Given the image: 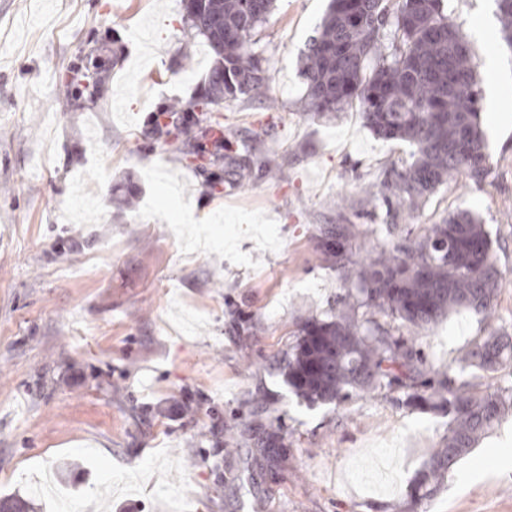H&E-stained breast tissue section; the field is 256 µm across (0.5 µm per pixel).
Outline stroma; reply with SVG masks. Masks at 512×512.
<instances>
[{
  "label": "stroma",
  "instance_id": "obj_1",
  "mask_svg": "<svg viewBox=\"0 0 512 512\" xmlns=\"http://www.w3.org/2000/svg\"><path fill=\"white\" fill-rule=\"evenodd\" d=\"M447 6L480 63L489 174L401 212L363 189L410 147L376 137L358 104L329 121L306 108L301 52L328 0H277L256 30L270 95L216 114L249 141L252 174L216 194L150 135L151 113L192 97L212 64L181 0H0V498L40 512L57 496L82 512H512V409L414 506L447 415L395 388L310 405L282 372L299 318L348 294L316 252L319 225H354L364 256L466 208L512 273V49L495 0ZM116 36L105 96L72 110L61 76ZM129 182L125 209L114 188ZM492 333L512 336V282L490 318L463 310L403 335L444 376ZM265 430L285 468L255 496L233 478Z\"/></svg>",
  "mask_w": 512,
  "mask_h": 512
}]
</instances>
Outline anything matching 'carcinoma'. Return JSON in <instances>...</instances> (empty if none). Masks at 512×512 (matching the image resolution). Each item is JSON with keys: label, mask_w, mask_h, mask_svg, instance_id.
Instances as JSON below:
<instances>
[{"label": "carcinoma", "mask_w": 512, "mask_h": 512, "mask_svg": "<svg viewBox=\"0 0 512 512\" xmlns=\"http://www.w3.org/2000/svg\"><path fill=\"white\" fill-rule=\"evenodd\" d=\"M275 0H195L184 6L190 37H201L213 54L201 90L150 117L151 135L183 158L202 156L196 169L215 188L224 169L238 179L249 166L236 162L233 142L211 139L223 124L213 117L224 102L249 99L269 76L253 49L254 31ZM446 0H330L317 35L308 39L300 77L309 111L337 112L358 102L365 125L379 138L413 148L412 161L392 169L394 179L371 183L366 194L412 210L449 179L463 175L481 183L488 174L486 143L478 123L481 89L470 42L445 12ZM502 39L512 48V0H495ZM86 64L68 68L64 87L70 105L102 96L101 72L117 64L119 49L102 58L90 50ZM352 224H326L316 236L320 259L348 277ZM502 274L485 225L467 209H456L407 243H387L356 270L352 315L301 321L298 339L283 365L294 395L310 404L342 401L349 390L370 393L404 389L407 403L448 415V431L418 473L411 496L430 497L479 438L512 408V387L479 390L419 362L401 336L375 315L426 329L450 313L467 310L484 318L494 311ZM512 361V342L489 336L460 358L464 367L493 372ZM285 461L282 437L266 431L247 450L239 480L250 486L273 476ZM7 512H33L31 502L6 497Z\"/></svg>", "instance_id": "cac0c4a2"}]
</instances>
